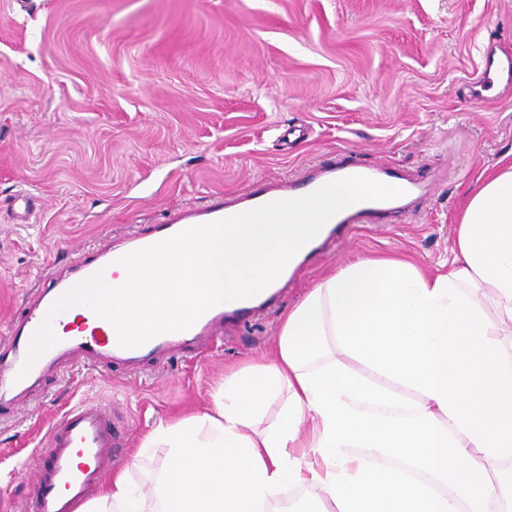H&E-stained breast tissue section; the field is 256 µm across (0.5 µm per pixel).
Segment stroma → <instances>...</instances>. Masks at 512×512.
Returning <instances> with one entry per match:
<instances>
[{
    "mask_svg": "<svg viewBox=\"0 0 512 512\" xmlns=\"http://www.w3.org/2000/svg\"><path fill=\"white\" fill-rule=\"evenodd\" d=\"M512 53V0H0V331L48 262L217 193L351 157L395 160L429 193L406 216L342 229L262 313L204 356L131 371L76 363L0 407V512L32 493L63 411L115 407V469L149 488L158 420L207 406L227 370L272 355L288 309L361 256L447 259L465 191L512 154V88L467 97L488 50ZM34 194L17 221L14 197Z\"/></svg>",
    "mask_w": 512,
    "mask_h": 512,
    "instance_id": "35a3bbf8",
    "label": "stroma"
}]
</instances>
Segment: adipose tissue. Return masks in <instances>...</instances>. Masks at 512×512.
<instances>
[{
    "instance_id": "ef3b65f1",
    "label": "adipose tissue",
    "mask_w": 512,
    "mask_h": 512,
    "mask_svg": "<svg viewBox=\"0 0 512 512\" xmlns=\"http://www.w3.org/2000/svg\"><path fill=\"white\" fill-rule=\"evenodd\" d=\"M446 261L368 256L285 315L270 359L159 420L169 468L81 512H512V160L467 192ZM275 420H268L272 403Z\"/></svg>"
}]
</instances>
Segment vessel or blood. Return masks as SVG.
I'll list each match as a JSON object with an SVG mask.
<instances>
[{
    "mask_svg": "<svg viewBox=\"0 0 512 512\" xmlns=\"http://www.w3.org/2000/svg\"><path fill=\"white\" fill-rule=\"evenodd\" d=\"M500 80L512 85V55L488 54L481 83ZM362 176L401 188V197L388 201H360L330 221L320 245L335 242L337 232L351 224H371L382 215H406L427 193V187L391 160L377 165L340 161L309 169L296 180L257 184L233 199L217 200L204 207H191L171 215L152 232L121 236L119 245L104 243L63 267L47 265L43 284L29 298L21 317L13 319L0 337V406L29 397L44 378L63 365L80 360L107 368L115 363L140 366L153 354L193 347L205 348L224 332L226 318L258 313L268 306L272 294L255 302L216 305L187 330L160 334L135 348L121 347L111 323L84 303L59 307L70 291L93 277L111 281L119 260L188 228L224 220L265 204L303 197L335 180ZM113 408L81 402L66 410L48 434L44 465L33 477V493L24 512H78L91 499L115 458L117 443L111 428Z\"/></svg>",
    "mask_w": 512,
    "mask_h": 512,
    "instance_id": "1",
    "label": "vessel or blood"
}]
</instances>
